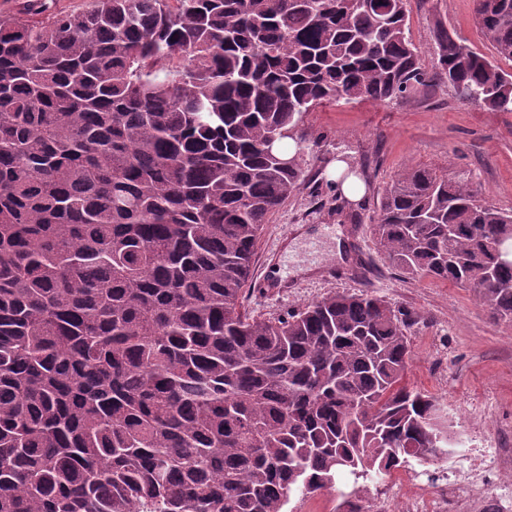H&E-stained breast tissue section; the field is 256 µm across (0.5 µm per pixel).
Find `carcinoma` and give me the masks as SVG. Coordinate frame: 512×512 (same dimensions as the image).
<instances>
[{
  "mask_svg": "<svg viewBox=\"0 0 512 512\" xmlns=\"http://www.w3.org/2000/svg\"><path fill=\"white\" fill-rule=\"evenodd\" d=\"M512 61V0H473ZM93 0L0 17V512H284L336 475L451 446L408 387L415 312L333 294L242 310L298 188L305 113L441 82L512 112V72L404 0ZM292 139V165L274 143ZM372 233L410 278L512 320V213L462 173L404 170Z\"/></svg>",
  "mask_w": 512,
  "mask_h": 512,
  "instance_id": "cac0c4a2",
  "label": "carcinoma"
}]
</instances>
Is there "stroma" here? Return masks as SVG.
Masks as SVG:
<instances>
[{
  "label": "stroma",
  "instance_id": "stroma-1",
  "mask_svg": "<svg viewBox=\"0 0 512 512\" xmlns=\"http://www.w3.org/2000/svg\"><path fill=\"white\" fill-rule=\"evenodd\" d=\"M406 33L425 65L438 52L436 32H456L474 51L492 48L478 27L472 0H405ZM312 150L300 159L298 189L273 213L259 240L254 277L291 259L287 287L265 294L247 286L243 305L272 318L331 294L371 293L420 315L411 331L406 379L431 393L459 431L451 454L410 460L407 472L427 480L441 469L466 467L475 450L496 455L512 448V322L495 318L469 289L431 279H408L392 268L371 231L375 203L408 165L466 173L482 197L512 210V112H490L433 83L406 102L330 104L304 114L299 125ZM367 165L360 202L346 200L330 182L328 166ZM405 501L411 484L391 477L344 473L331 490L291 494L285 512H348L362 502L380 512L383 491Z\"/></svg>",
  "mask_w": 512,
  "mask_h": 512
}]
</instances>
